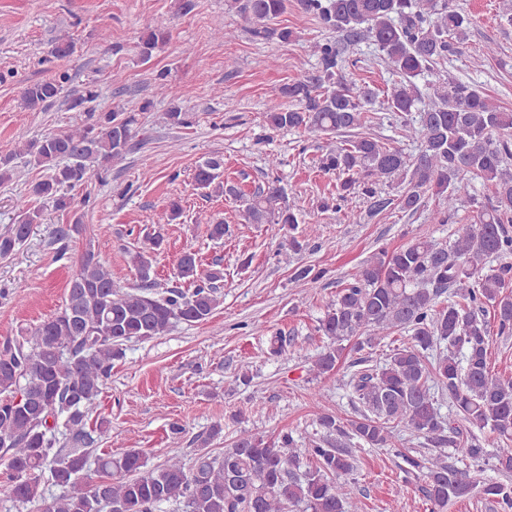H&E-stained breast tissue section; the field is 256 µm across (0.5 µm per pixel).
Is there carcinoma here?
<instances>
[{"label":"carcinoma","mask_w":512,"mask_h":512,"mask_svg":"<svg viewBox=\"0 0 512 512\" xmlns=\"http://www.w3.org/2000/svg\"><path fill=\"white\" fill-rule=\"evenodd\" d=\"M286 3L227 0L253 36L288 42L293 31L274 27ZM297 4L339 38L311 45L319 75L311 82L281 87L267 105L268 125L329 136L366 124L367 106L378 92L346 81L342 68L351 47L369 39L393 76L387 109L399 121L401 137L418 142V152L411 156L361 135L330 151L322 169L344 176L339 197L358 189L379 213L391 201L377 195V186L397 179L403 185L398 198L403 210L418 209L428 192L442 199L439 224L456 214L459 201L474 199L477 181L492 187V198L478 206L477 221L463 225L448 243L416 238L391 253H374L341 284L336 302L327 307L319 330L330 343L315 361L319 375L335 369L345 341L358 339L356 348L361 350L395 333L409 336L384 366L353 375L352 396L364 407L360 417L345 422L324 413L317 418L323 435L302 444L287 432L274 442L243 432L223 456L204 452L190 467L171 457L147 470L137 450L118 456L104 453L97 457L96 481L86 473L88 446L94 443L88 426L113 361L123 357L131 340L161 336L178 321L208 319L219 305L213 283L223 272L215 269L199 277L197 255L187 250L177 260V277L194 288H170L158 296L151 292L152 259L139 251L133 263L142 285L123 291L94 252L85 251L62 310L22 340L8 338L0 348V448L6 456V489L14 501L40 500L41 512H155L171 501L182 503L184 512H347L353 463L347 446L331 440L333 436L385 448L392 444L393 429L401 426L432 448H455L472 459L484 456V449L449 426L434 388L450 396L461 420L495 435L502 443L495 468L512 472V379L493 374L488 360L492 334L512 335V262L485 269L494 259L512 256V112L492 101L476 82L450 80L437 69L449 54L461 51L470 19L453 0ZM170 40L167 28L146 26L136 44L139 58L150 60ZM425 73L432 77L434 101L420 108L415 80ZM69 80L63 71L26 85L21 91L24 108L50 105ZM133 124V117L111 110L98 113L92 123L28 143L26 153L48 171L33 185L32 195L52 200L59 211L70 209L71 198L62 193L63 187L123 160L133 145ZM195 181L209 195H240L224 182L220 157L201 163ZM17 207L20 221L0 234V258L11 256L32 225L42 221L41 210L30 201L22 199ZM244 219L288 226V245L296 252L303 249L292 235L298 218L286 206L278 179L249 196ZM488 304L494 332L485 318ZM62 414L68 432L63 442L54 434ZM401 458L406 474L426 478V495L440 512L448 502L477 489L512 508V494L502 484L479 483L449 466L440 453ZM306 460L314 465L303 471ZM46 471L63 489L49 501L40 489Z\"/></svg>","instance_id":"obj_1"}]
</instances>
